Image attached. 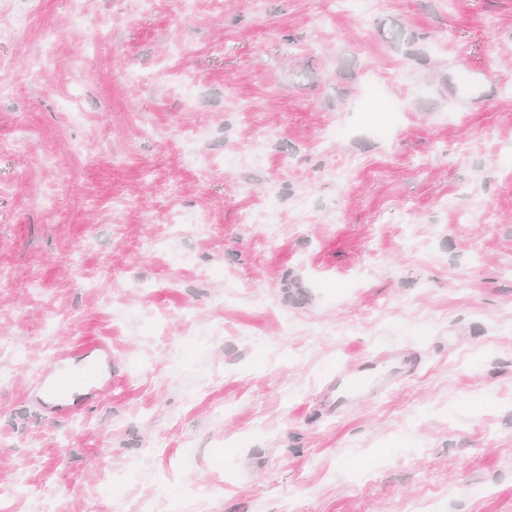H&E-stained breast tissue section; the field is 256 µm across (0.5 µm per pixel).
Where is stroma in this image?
I'll use <instances>...</instances> for the list:
<instances>
[{
  "mask_svg": "<svg viewBox=\"0 0 512 512\" xmlns=\"http://www.w3.org/2000/svg\"><path fill=\"white\" fill-rule=\"evenodd\" d=\"M84 8L0 0L52 56L0 97V512H512V0ZM385 344L420 370L325 416ZM76 353V350H62L56 354L50 366V369L57 373L54 377L53 389L50 391V395L56 400H65L69 397L66 395L67 374L72 367L71 360L76 356Z\"/></svg>",
  "mask_w": 512,
  "mask_h": 512,
  "instance_id": "obj_1",
  "label": "stroma"
}]
</instances>
